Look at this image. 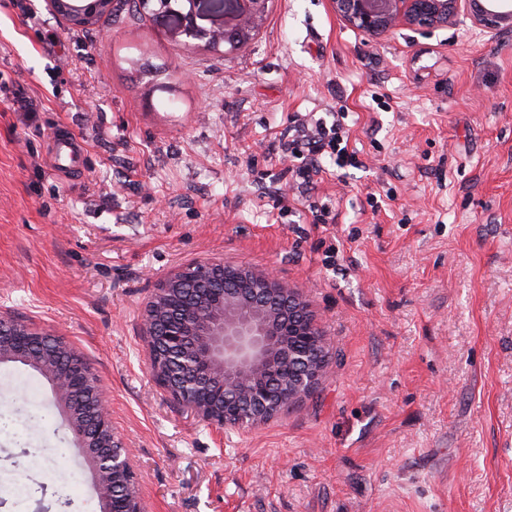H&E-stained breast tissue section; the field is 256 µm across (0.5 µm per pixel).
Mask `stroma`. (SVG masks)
I'll list each match as a JSON object with an SVG mask.
<instances>
[{
    "label": "stroma",
    "instance_id": "35a3bbf8",
    "mask_svg": "<svg viewBox=\"0 0 512 512\" xmlns=\"http://www.w3.org/2000/svg\"><path fill=\"white\" fill-rule=\"evenodd\" d=\"M300 112L345 113L361 162L324 160L327 227L279 148ZM60 131L83 143L66 179ZM218 258L303 289L330 355L254 430L194 417L142 336L156 283ZM1 313L98 375L147 512H512V32L371 38L331 0H269L224 52L138 5L88 31L0 0ZM0 512H101L18 362L0 363Z\"/></svg>",
    "mask_w": 512,
    "mask_h": 512
}]
</instances>
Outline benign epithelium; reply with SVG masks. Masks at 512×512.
Returning <instances> with one entry per match:
<instances>
[{
    "mask_svg": "<svg viewBox=\"0 0 512 512\" xmlns=\"http://www.w3.org/2000/svg\"><path fill=\"white\" fill-rule=\"evenodd\" d=\"M196 0H140L160 22L178 18L174 33L192 39L224 34L243 46L242 33L268 0H235L239 23L206 29ZM48 10L72 27L89 26L113 0H46ZM352 29L386 35L401 25L429 34L470 24L496 37L512 31V0H333ZM248 288L226 293L222 285ZM155 380L196 418L219 429L264 424L309 394L328 366L325 340L304 293L274 276L222 259L189 263L157 283L143 315ZM0 362H21L47 378L74 450L92 471L103 512H144L138 498L119 489L134 479L124 443L112 426L99 380L63 340L0 315Z\"/></svg>",
    "mask_w": 512,
    "mask_h": 512,
    "instance_id": "obj_1",
    "label": "benign epithelium"
}]
</instances>
